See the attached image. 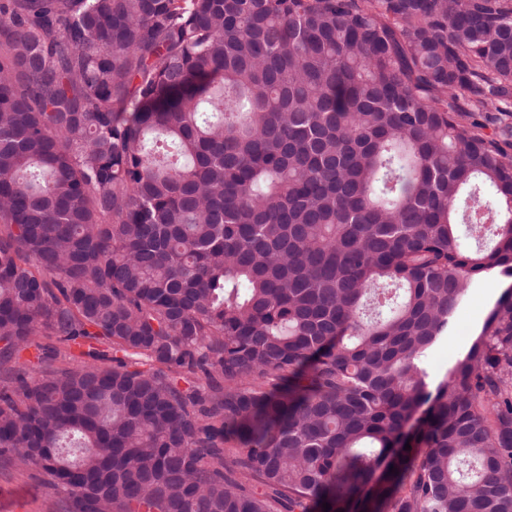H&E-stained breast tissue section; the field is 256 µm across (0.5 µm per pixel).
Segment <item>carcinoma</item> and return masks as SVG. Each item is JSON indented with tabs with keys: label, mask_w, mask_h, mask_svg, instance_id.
<instances>
[{
	"label": "carcinoma",
	"mask_w": 512,
	"mask_h": 512,
	"mask_svg": "<svg viewBox=\"0 0 512 512\" xmlns=\"http://www.w3.org/2000/svg\"><path fill=\"white\" fill-rule=\"evenodd\" d=\"M504 134L512 0H0V360L49 340L0 456L70 512H512V290L422 365L512 275ZM510 287L512 276L502 274L499 268L475 277L468 284L450 318L448 335L427 353L424 360L434 384L468 350L472 341L481 333L497 300Z\"/></svg>",
	"instance_id": "1"
}]
</instances>
